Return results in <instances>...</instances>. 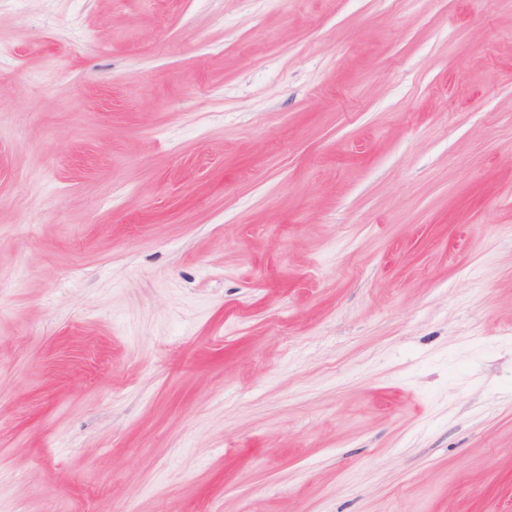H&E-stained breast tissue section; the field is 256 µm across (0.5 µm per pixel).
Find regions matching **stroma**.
<instances>
[{
    "mask_svg": "<svg viewBox=\"0 0 512 512\" xmlns=\"http://www.w3.org/2000/svg\"><path fill=\"white\" fill-rule=\"evenodd\" d=\"M0 512H512V0H0Z\"/></svg>",
    "mask_w": 512,
    "mask_h": 512,
    "instance_id": "stroma-1",
    "label": "stroma"
}]
</instances>
